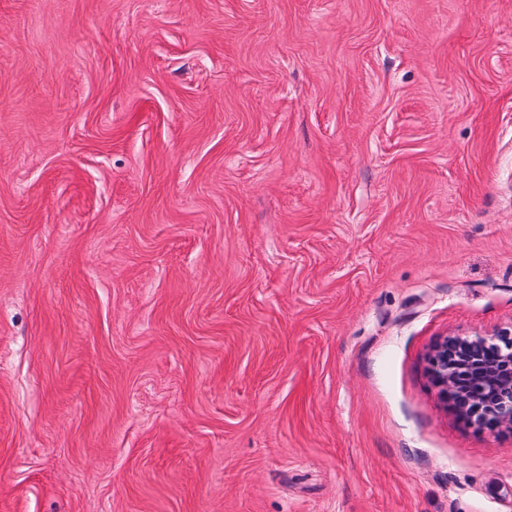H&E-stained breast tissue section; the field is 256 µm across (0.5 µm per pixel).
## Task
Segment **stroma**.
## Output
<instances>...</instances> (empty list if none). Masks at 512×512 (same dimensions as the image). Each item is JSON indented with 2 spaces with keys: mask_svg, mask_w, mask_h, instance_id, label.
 I'll use <instances>...</instances> for the list:
<instances>
[{
  "mask_svg": "<svg viewBox=\"0 0 512 512\" xmlns=\"http://www.w3.org/2000/svg\"><path fill=\"white\" fill-rule=\"evenodd\" d=\"M511 325L512 0H0V512H512ZM427 360L433 387L461 421L512 431V327L490 336H444Z\"/></svg>",
  "mask_w": 512,
  "mask_h": 512,
  "instance_id": "stroma-1",
  "label": "stroma"
}]
</instances>
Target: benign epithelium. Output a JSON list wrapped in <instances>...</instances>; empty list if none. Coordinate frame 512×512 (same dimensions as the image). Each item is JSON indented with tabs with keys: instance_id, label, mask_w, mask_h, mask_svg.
I'll return each mask as SVG.
<instances>
[{
	"instance_id": "1",
	"label": "benign epithelium",
	"mask_w": 512,
	"mask_h": 512,
	"mask_svg": "<svg viewBox=\"0 0 512 512\" xmlns=\"http://www.w3.org/2000/svg\"><path fill=\"white\" fill-rule=\"evenodd\" d=\"M427 360L433 387L461 421L512 431V327L490 336H444Z\"/></svg>"
}]
</instances>
